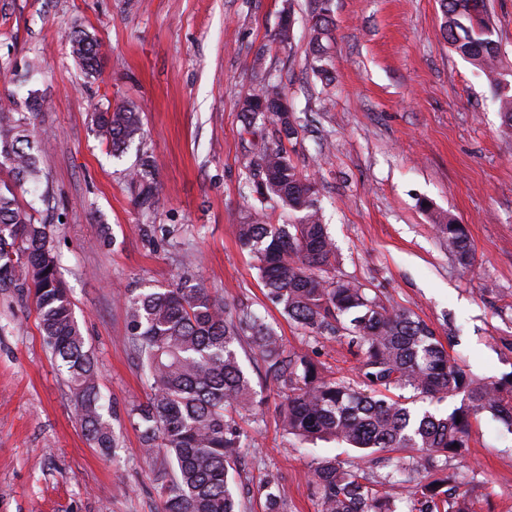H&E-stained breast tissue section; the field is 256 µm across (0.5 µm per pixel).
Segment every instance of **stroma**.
Segmentation results:
<instances>
[{"label": "stroma", "mask_w": 512, "mask_h": 512, "mask_svg": "<svg viewBox=\"0 0 512 512\" xmlns=\"http://www.w3.org/2000/svg\"><path fill=\"white\" fill-rule=\"evenodd\" d=\"M315 0H0V100L35 90L48 108L44 176L24 185L53 244L101 390L120 435L115 454L86 439L69 383L40 333L35 304L0 291V512H162V455H147L128 418L148 386L126 341L124 293L202 283L221 301L264 315L284 349L305 351L328 375H354L346 345L301 336L266 299L236 226L252 205L242 162L273 126L244 130L239 100L257 71L280 80L298 136L287 151L315 179L339 275L381 292L432 327L467 373L512 372V131L496 92L445 40L438 0H330L333 89L314 71ZM289 45L274 39L283 13ZM95 33L98 78L70 57L69 34ZM38 58L19 88L5 71ZM141 110L145 136L113 155L94 112ZM149 155L158 201L135 204L127 174ZM464 224L473 263L452 259L432 217ZM255 409L241 425L256 445L238 469L245 512H267L262 487L279 479L284 512H318L317 458L347 445L300 444L281 425L280 383L243 353ZM477 480L472 512H512V434L488 413L471 426L464 460Z\"/></svg>", "instance_id": "1"}]
</instances>
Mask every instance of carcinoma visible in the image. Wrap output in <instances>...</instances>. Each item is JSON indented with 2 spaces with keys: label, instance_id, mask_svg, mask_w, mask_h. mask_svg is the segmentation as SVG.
<instances>
[{
  "label": "carcinoma",
  "instance_id": "cac0c4a2",
  "mask_svg": "<svg viewBox=\"0 0 512 512\" xmlns=\"http://www.w3.org/2000/svg\"><path fill=\"white\" fill-rule=\"evenodd\" d=\"M312 40L316 70L325 85L332 20L328 0H317ZM443 30L455 51L497 88L509 85L501 70L499 41L485 0H439ZM74 64L90 77L101 73L102 43L75 30L69 36ZM280 85L261 76L240 104L244 130L262 117L276 126L289 116L272 106ZM45 100L30 94L0 111V169L15 183L0 182V288L33 296L41 332L57 367L70 383L86 438L107 452L119 437L104 416L97 364L85 347L74 304L61 279L53 229L35 221L15 184L41 179L32 119ZM93 125L119 155L142 137L139 112L124 103L95 113ZM253 172L254 216L238 225L240 247L258 263L266 298L297 329L327 341H347L358 356L354 377L331 378L307 353L287 351L280 336L249 305L222 304L201 283L186 279L173 288H145L124 296L127 336L150 395L130 410L146 450L163 451L170 469L163 512H242L235 463L252 440L234 415L252 410L254 390L240 357L249 345L280 381L281 419L287 433L315 444L343 442L360 452L356 461L319 459L312 469L319 512H400L377 486L406 484L418 496L416 512H469V483L448 473V459L468 448L472 420L488 412L512 433V375L487 382L467 375L449 357L435 330L408 310L387 305L377 292L335 275L336 245L323 224L318 183L302 177L282 137L244 162ZM140 204L158 194L149 161L131 177ZM278 209L294 224H267ZM439 238L462 266L472 263L465 225L443 217ZM462 396L441 416L414 404ZM400 451L382 481L368 469L374 455Z\"/></svg>",
  "mask_w": 512,
  "mask_h": 512
}]
</instances>
